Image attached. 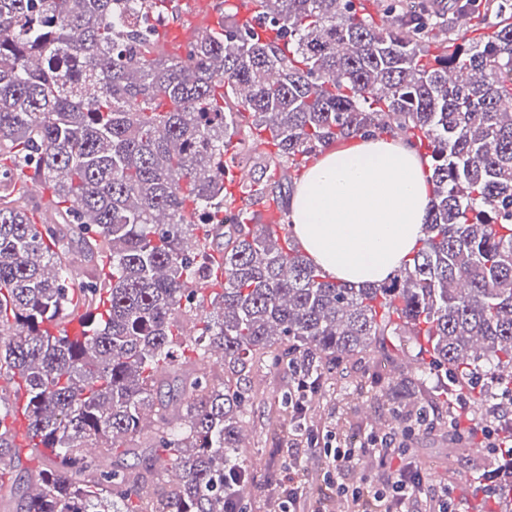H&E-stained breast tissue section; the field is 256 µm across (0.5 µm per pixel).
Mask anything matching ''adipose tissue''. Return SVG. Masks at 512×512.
Returning a JSON list of instances; mask_svg holds the SVG:
<instances>
[{"label":"adipose tissue","instance_id":"obj_1","mask_svg":"<svg viewBox=\"0 0 512 512\" xmlns=\"http://www.w3.org/2000/svg\"><path fill=\"white\" fill-rule=\"evenodd\" d=\"M429 172L427 156L389 137L326 153L291 198L295 236L331 277L383 281L423 235Z\"/></svg>","mask_w":512,"mask_h":512}]
</instances>
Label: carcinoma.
<instances>
[{"label": "carcinoma", "instance_id": "cac0c4a2", "mask_svg": "<svg viewBox=\"0 0 512 512\" xmlns=\"http://www.w3.org/2000/svg\"><path fill=\"white\" fill-rule=\"evenodd\" d=\"M166 2L0 0V396L22 395L29 439L8 408L0 455L41 460L22 512H233L258 362L318 388L410 336L494 421L512 390V0H482L478 36L427 0H376L378 23L353 0H251L244 22L226 3L183 55L146 30ZM383 133L430 157L423 237L383 282L332 280L291 194L330 143ZM247 164L260 176L237 180ZM30 183L56 223L31 220ZM75 317L80 339L47 329ZM414 395L433 402L427 376L379 391L398 418Z\"/></svg>", "mask_w": 512, "mask_h": 512}]
</instances>
